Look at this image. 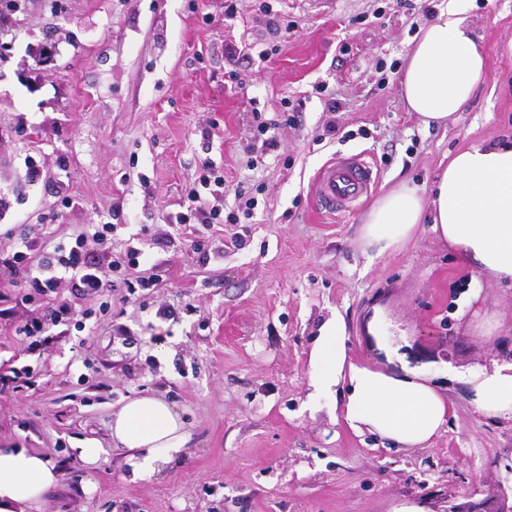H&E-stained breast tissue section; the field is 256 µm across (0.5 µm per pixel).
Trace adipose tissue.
Instances as JSON below:
<instances>
[{"label":"adipose tissue","mask_w":512,"mask_h":512,"mask_svg":"<svg viewBox=\"0 0 512 512\" xmlns=\"http://www.w3.org/2000/svg\"><path fill=\"white\" fill-rule=\"evenodd\" d=\"M485 59L453 0L415 38L402 79L410 111L425 125L455 118L484 75ZM432 229L480 272L512 282V143L473 142L448 160L431 191L402 181L382 194L363 223V238L376 254L399 249L419 224ZM348 381L345 420L405 446L430 440L448 422L450 404L433 387L348 361L344 326L329 322L310 357L309 402L336 397ZM476 411L487 418H512V364L466 376ZM110 434L128 450L134 477L161 471L187 450L189 435L165 399L143 395L112 415ZM60 474L42 453L0 448V512H35Z\"/></svg>","instance_id":"adipose-tissue-1"}]
</instances>
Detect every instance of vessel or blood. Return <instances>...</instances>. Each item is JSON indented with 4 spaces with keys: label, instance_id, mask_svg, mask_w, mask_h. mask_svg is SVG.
Listing matches in <instances>:
<instances>
[{
    "label": "vessel or blood",
    "instance_id": "vessel-or-blood-1",
    "mask_svg": "<svg viewBox=\"0 0 512 512\" xmlns=\"http://www.w3.org/2000/svg\"><path fill=\"white\" fill-rule=\"evenodd\" d=\"M378 180L377 169L361 156L339 154L316 171L310 197L318 212L350 215L369 198Z\"/></svg>",
    "mask_w": 512,
    "mask_h": 512
}]
</instances>
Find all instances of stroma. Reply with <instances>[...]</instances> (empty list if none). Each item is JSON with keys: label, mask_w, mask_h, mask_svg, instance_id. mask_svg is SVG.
Here are the masks:
<instances>
[{"label": "stroma", "mask_w": 512, "mask_h": 512, "mask_svg": "<svg viewBox=\"0 0 512 512\" xmlns=\"http://www.w3.org/2000/svg\"><path fill=\"white\" fill-rule=\"evenodd\" d=\"M448 2L236 0L232 19L225 0L0 10V190L14 202L0 251L24 235L69 238L124 201L111 238L87 244L115 283L107 312L102 296L77 299L83 330L27 357V388L0 386V448L42 452L62 472L40 512H394L411 500L425 512H482L497 495L512 506V420L480 416L464 381L512 362V287L472 270L427 224L376 255L362 239L365 210L326 217L308 196L339 153L374 163L381 194L405 178L431 187L469 143L512 138V0H469L486 73L459 117L429 127L408 110L407 53ZM269 10L289 24L280 38ZM230 47L245 59L230 63ZM287 100L303 103L293 125ZM255 108L277 122L279 155L262 154ZM331 118L341 135L322 139ZM29 155L46 173L34 186L22 179ZM207 157L224 173L225 207L238 182L260 186L244 248L227 243V225L167 221ZM133 234L147 246L139 266L108 270ZM165 236L173 246L152 247ZM157 269V289L120 286ZM24 293L0 273V309L13 313L0 325V361L24 355L15 327L49 308ZM335 317L351 360L449 399L442 431L403 446L352 430L331 403L307 407L310 352ZM139 394L174 405L190 441L184 457L135 481L110 421ZM86 439L106 450L97 466L74 454Z\"/></svg>", "instance_id": "stroma-1"}]
</instances>
